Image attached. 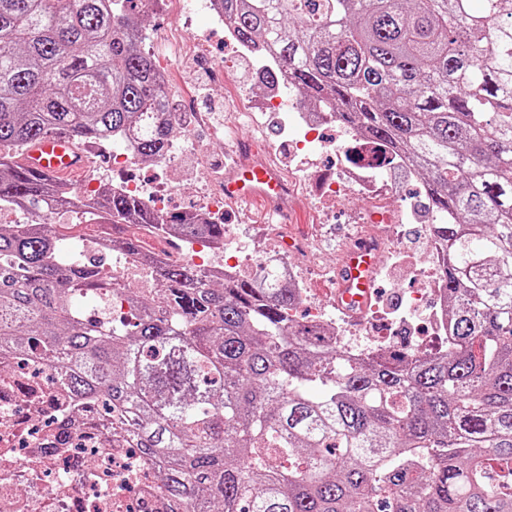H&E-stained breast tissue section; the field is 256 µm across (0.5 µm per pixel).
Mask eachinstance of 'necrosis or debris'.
Segmentation results:
<instances>
[{
    "label": "necrosis or debris",
    "instance_id": "1",
    "mask_svg": "<svg viewBox=\"0 0 512 512\" xmlns=\"http://www.w3.org/2000/svg\"><path fill=\"white\" fill-rule=\"evenodd\" d=\"M177 15L187 9L203 14L207 27L190 36L171 31L165 44L174 55L197 57L204 50L203 40L211 30L221 29L224 40L243 56H254L252 45L239 42L234 28L216 7L215 0H167ZM280 112L297 137L291 151L301 159L298 165H284L280 150L269 147L265 162L279 176L284 194L278 203L287 209L294 201L307 199L312 189H319L321 217H329L337 200L347 194L359 196L367 211L388 215L379 224H360L353 241L373 245L385 259L399 251V227L403 210L392 207L391 200L401 184L416 181L417 176L401 156L378 151L374 144L362 140L353 130L339 128L327 134L335 120L326 114L293 103L279 92L267 91L229 103L224 107V128L228 143H235L242 126H250L261 134L266 113ZM357 149L363 162L341 165L336 175L322 170L323 156L343 157L349 149ZM136 158L128 149L112 154V167L121 177L113 182V190L140 198L150 208L168 192L164 182L145 183L126 176ZM126 234L141 239L143 256L126 257L116 273L121 287L113 292L112 312L127 313L126 287L129 282H150L145 257L170 258V251L152 228L144 224L125 225ZM268 238L257 252L256 262L273 270L279 281L293 288H303V265L324 267L326 252L318 236L293 238L289 225L271 224ZM250 235L246 224L224 227V250L204 251L195 244L179 252L178 257L212 276L238 277L247 274L244 260L235 248ZM441 256L433 242H426L421 263L414 276L416 289L404 295V313L412 316L428 310L427 321L414 327L416 335L436 336L447 341L448 325L442 315L444 283L440 277ZM334 338L351 356L362 357L390 348L396 321L382 312L366 314L350 325L330 323ZM67 406L62 388L53 369L44 364L23 363L12 377L0 380V512H190L189 507L175 508L165 495L157 467L145 461L137 449L127 447L123 439L110 433L82 425L69 424L65 447H56L59 418Z\"/></svg>",
    "mask_w": 512,
    "mask_h": 512
}]
</instances>
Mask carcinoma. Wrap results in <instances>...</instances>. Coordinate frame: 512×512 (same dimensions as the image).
I'll use <instances>...</instances> for the list:
<instances>
[{
  "instance_id": "carcinoma-1",
  "label": "carcinoma",
  "mask_w": 512,
  "mask_h": 512,
  "mask_svg": "<svg viewBox=\"0 0 512 512\" xmlns=\"http://www.w3.org/2000/svg\"><path fill=\"white\" fill-rule=\"evenodd\" d=\"M139 0H0V376L54 368L68 408L159 467L196 512H512V0H216L239 40L278 59L271 86L416 166L441 250L448 347L354 359L292 315L270 272L212 282L154 263L132 321L89 311L116 288L62 241L83 224H148L224 248V222L158 215L104 191L88 202L22 167L57 131L169 156V87ZM129 256L141 240L119 237Z\"/></svg>"
}]
</instances>
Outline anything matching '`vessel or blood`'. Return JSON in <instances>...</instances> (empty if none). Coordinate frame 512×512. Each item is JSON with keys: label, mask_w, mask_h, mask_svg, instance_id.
<instances>
[{"label": "vessel or blood", "mask_w": 512, "mask_h": 512, "mask_svg": "<svg viewBox=\"0 0 512 512\" xmlns=\"http://www.w3.org/2000/svg\"><path fill=\"white\" fill-rule=\"evenodd\" d=\"M90 163L84 144L71 135L52 133L45 136L22 159L26 169L76 183ZM225 194L244 201H264L276 204L283 187L269 168L263 165H241L224 181ZM377 254L372 249L357 246L346 254L336 278L332 294L337 308L346 314L360 316L370 302L374 290L373 272Z\"/></svg>", "instance_id": "vessel-or-blood-1"}]
</instances>
